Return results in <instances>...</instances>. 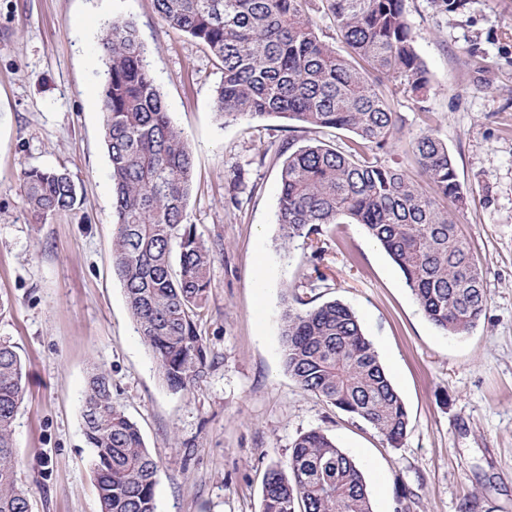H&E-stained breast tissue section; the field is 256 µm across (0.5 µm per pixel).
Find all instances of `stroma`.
<instances>
[{"label":"stroma","mask_w":512,"mask_h":512,"mask_svg":"<svg viewBox=\"0 0 512 512\" xmlns=\"http://www.w3.org/2000/svg\"><path fill=\"white\" fill-rule=\"evenodd\" d=\"M404 8L430 91L421 101L381 80L400 123L376 155L420 181L413 138L428 130L448 147L466 197L459 229L487 293L461 337L425 317L361 225L277 241L283 161L315 139L345 145L352 132L249 116L221 123L220 65L165 25L153 0H0V340L24 363L13 438L30 512H101L81 424L95 367L160 466L158 512H261L267 468L312 429L361 465L373 512H512V0H465L451 14L430 0ZM117 17L135 24L193 150L187 219L203 240L224 242L198 325L208 366L179 392L137 335L112 267L97 46ZM32 167L69 172L82 189L77 209L34 223L23 206ZM296 299L356 312L407 408L401 447L288 375L280 324Z\"/></svg>","instance_id":"obj_1"}]
</instances>
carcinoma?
Masks as SVG:
<instances>
[{"mask_svg":"<svg viewBox=\"0 0 512 512\" xmlns=\"http://www.w3.org/2000/svg\"><path fill=\"white\" fill-rule=\"evenodd\" d=\"M349 48L340 55L311 24L310 0H154L163 21L202 43L223 78L213 107L224 121L243 116L293 121L355 139L315 140L280 169L278 240L289 245L336 224H360L400 268L425 317L448 336L467 335L486 305L482 269L460 235L464 196L447 145L430 133L412 151L430 190L372 155L398 128L376 82L424 99L429 78L416 52L404 0H325ZM104 141L112 181V265L135 331L177 392L203 373L208 351L197 329L221 240L206 242L187 222L194 155L171 121L133 22L115 18L98 43ZM24 206L37 224L74 211L79 188L59 169L24 171ZM284 366L303 390L368 423L392 448L408 430L405 404L356 313L327 301L283 311ZM16 347L0 341V512H29L19 483L13 425L24 395ZM101 512H157L159 466L137 425L112 403V383L90 372L81 407ZM261 512H373L358 463L320 430L301 434L285 464L265 475Z\"/></svg>","mask_w":512,"mask_h":512,"instance_id":"cac0c4a2","label":"carcinoma"}]
</instances>
